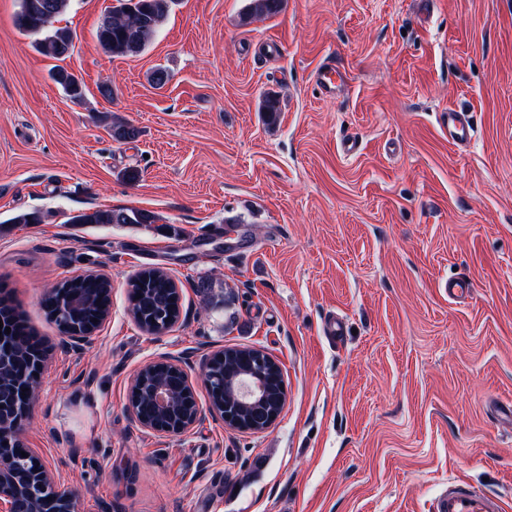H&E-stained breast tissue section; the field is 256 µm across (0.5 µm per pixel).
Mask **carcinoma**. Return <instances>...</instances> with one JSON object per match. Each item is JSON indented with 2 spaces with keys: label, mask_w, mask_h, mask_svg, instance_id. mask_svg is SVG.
<instances>
[{
  "label": "carcinoma",
  "mask_w": 512,
  "mask_h": 512,
  "mask_svg": "<svg viewBox=\"0 0 512 512\" xmlns=\"http://www.w3.org/2000/svg\"><path fill=\"white\" fill-rule=\"evenodd\" d=\"M118 5L105 16L96 31V40L102 51L112 58L136 57L143 53L157 37L161 25L172 12L177 0H117ZM70 0H19L15 25L23 34L34 38L39 53L56 59L69 57L75 47L76 34L68 27L56 25L66 13ZM282 0H252L249 16L261 18L278 13ZM51 78L59 84L70 99L80 101L84 97L82 81L65 68L51 71ZM139 135L134 126L116 121L112 123V137L117 141L133 140ZM157 216L142 210L112 209L83 212L71 218L73 224H154ZM59 288L69 300L68 322L80 330L96 326L93 319L100 318L109 308L111 283L95 275L68 280ZM130 312L138 326L150 332L156 325L174 326L180 316V295L172 277L159 268H145L129 281ZM0 321L3 327L11 328L10 336L17 342L16 355L10 365L0 372V387L10 388L15 377L30 364L34 345L32 334L21 313L10 302L0 299ZM257 352L249 347H227L211 358V370L225 377L235 373L244 361ZM156 385L172 390L177 399L163 411L155 405L149 391ZM188 386L182 374L162 364L144 367L143 387L137 402V410L145 421H161L169 426H185L192 422L196 403L186 395ZM281 394L279 383L270 386L272 400L266 407H242L224 393H210L211 403H220L234 410L249 424L262 427L269 414L281 412L282 406L275 403Z\"/></svg>",
  "instance_id": "1"
}]
</instances>
